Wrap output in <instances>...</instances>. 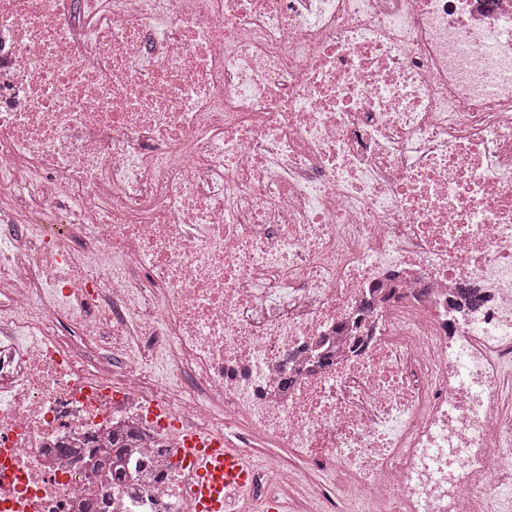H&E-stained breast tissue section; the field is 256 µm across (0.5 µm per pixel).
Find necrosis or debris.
I'll return each mask as SVG.
<instances>
[{"label": "necrosis or debris", "instance_id": "obj_1", "mask_svg": "<svg viewBox=\"0 0 512 512\" xmlns=\"http://www.w3.org/2000/svg\"><path fill=\"white\" fill-rule=\"evenodd\" d=\"M512 0H0V512L512 477ZM185 447L181 451L193 465V491L198 512H224L230 495L253 483L256 464L286 456L279 448L264 447L257 448L252 458L233 448L221 435L190 434L185 439Z\"/></svg>", "mask_w": 512, "mask_h": 512}]
</instances>
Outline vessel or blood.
<instances>
[{
	"mask_svg": "<svg viewBox=\"0 0 512 512\" xmlns=\"http://www.w3.org/2000/svg\"><path fill=\"white\" fill-rule=\"evenodd\" d=\"M183 454L193 465L197 512H225L230 495L251 485L256 476L253 458L219 435H189Z\"/></svg>",
	"mask_w": 512,
	"mask_h": 512,
	"instance_id": "b4317fda",
	"label": "vessel or blood"
}]
</instances>
